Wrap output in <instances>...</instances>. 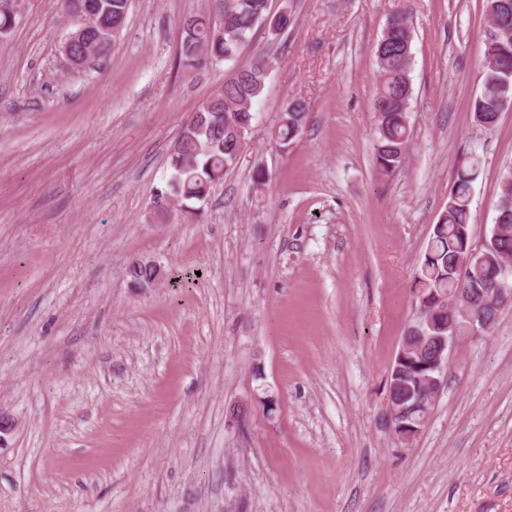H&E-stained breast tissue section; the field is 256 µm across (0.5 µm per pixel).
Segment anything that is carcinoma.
Returning <instances> with one entry per match:
<instances>
[{"label":"carcinoma","instance_id":"obj_1","mask_svg":"<svg viewBox=\"0 0 512 512\" xmlns=\"http://www.w3.org/2000/svg\"><path fill=\"white\" fill-rule=\"evenodd\" d=\"M62 6L69 17L79 6L97 14L96 26L83 32L75 24L63 40L74 59L73 70L80 71L110 51L126 25L130 0H62ZM20 7L19 0H0L1 37L13 29ZM485 7L492 22L483 33V82L470 112L478 126L492 128L500 119L504 100L512 98V0H486ZM269 13V0H224L216 16L200 13L184 18L178 68L193 72L209 63L233 61L256 29L264 27L276 38L293 23L289 13L274 31L265 26ZM412 40L409 11L402 4L390 15L374 50L373 157L376 169L384 175L402 166L409 146ZM267 67L268 58L261 55L237 69L183 124L168 157L170 176L153 195L150 220L172 224L202 215L213 187L234 167L247 145L246 135L255 119L253 104L265 88ZM307 118L306 101L288 98L269 132L270 139L287 148L302 136ZM480 166L476 154L461 158L449 188L448 204L433 225L419 260L413 288L434 328L427 329L428 338L422 341L402 336L389 385V395L402 409L400 423L406 430L422 427L430 409L420 400L433 375L431 364L438 351L437 343L429 337L441 335L450 319L459 324L461 335L468 334L470 321L462 310L448 308V295L458 288L460 279H465L468 303L483 322L492 326L499 317L500 309L492 298L501 281V263L512 261V172L499 184L491 249L473 254L469 251L470 205ZM154 275V268L146 264L134 262L127 269L129 280L144 285Z\"/></svg>","mask_w":512,"mask_h":512}]
</instances>
